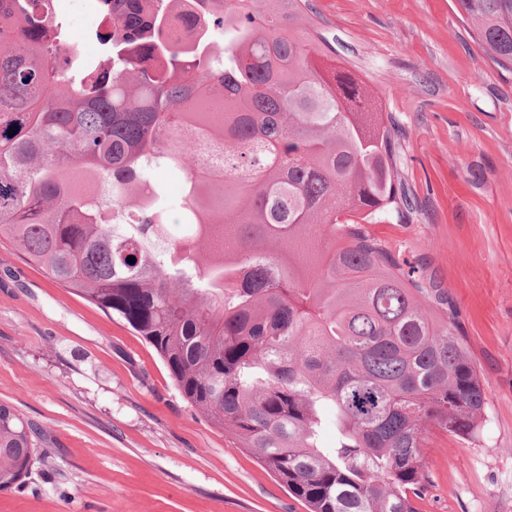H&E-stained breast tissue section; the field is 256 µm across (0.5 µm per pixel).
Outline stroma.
<instances>
[{
	"label": "stroma",
	"mask_w": 512,
	"mask_h": 512,
	"mask_svg": "<svg viewBox=\"0 0 512 512\" xmlns=\"http://www.w3.org/2000/svg\"><path fill=\"white\" fill-rule=\"evenodd\" d=\"M400 131L404 222L368 231L455 302L487 380L477 438L426 436L419 512H512V74L451 0H311ZM0 404L45 439L0 512H307L152 347L0 244Z\"/></svg>",
	"instance_id": "stroma-1"
}]
</instances>
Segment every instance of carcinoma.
I'll list each match as a JSON object with an SVG mask.
<instances>
[{
  "mask_svg": "<svg viewBox=\"0 0 512 512\" xmlns=\"http://www.w3.org/2000/svg\"><path fill=\"white\" fill-rule=\"evenodd\" d=\"M186 2L190 45L169 0H97L89 58L59 0H0V241L140 336L308 512H419L426 435L474 437L488 399L448 293L365 229L404 217L398 130L310 0ZM452 4L512 73V0ZM40 444L0 404V491ZM168 29L183 44H191L198 35L196 27L186 19L183 8L179 7L170 9Z\"/></svg>",
  "mask_w": 512,
  "mask_h": 512,
  "instance_id": "carcinoma-1",
  "label": "carcinoma"
}]
</instances>
